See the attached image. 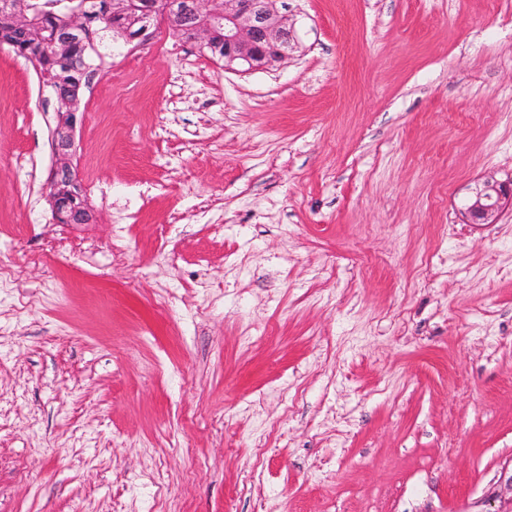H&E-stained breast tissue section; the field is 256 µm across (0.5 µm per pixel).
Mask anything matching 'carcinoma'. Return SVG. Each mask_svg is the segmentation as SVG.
<instances>
[{
	"label": "carcinoma",
	"instance_id": "1",
	"mask_svg": "<svg viewBox=\"0 0 512 512\" xmlns=\"http://www.w3.org/2000/svg\"><path fill=\"white\" fill-rule=\"evenodd\" d=\"M13 2L14 9L0 11V38L38 70L52 92L57 112L79 110L83 89L89 83L90 57L99 54V44L124 29L141 25V9L114 14L112 0ZM82 6L83 30L71 31L64 40H57L56 33L65 18Z\"/></svg>",
	"mask_w": 512,
	"mask_h": 512
}]
</instances>
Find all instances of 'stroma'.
Returning a JSON list of instances; mask_svg holds the SVG:
<instances>
[{"label": "stroma", "instance_id": "1", "mask_svg": "<svg viewBox=\"0 0 512 512\" xmlns=\"http://www.w3.org/2000/svg\"><path fill=\"white\" fill-rule=\"evenodd\" d=\"M250 73L160 24L54 100L0 44V512H503L512 0H277ZM506 199L512 205V183H501L493 176L485 178L473 188L466 203V213L470 223L493 222Z\"/></svg>", "mask_w": 512, "mask_h": 512}]
</instances>
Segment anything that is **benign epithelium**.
<instances>
[{
	"mask_svg": "<svg viewBox=\"0 0 512 512\" xmlns=\"http://www.w3.org/2000/svg\"><path fill=\"white\" fill-rule=\"evenodd\" d=\"M145 23L133 34H124L126 44L140 47L155 36L154 20L185 15L193 23L194 42L205 43L224 35V68L239 62L246 70L266 69L289 55L292 31L288 19L272 7L271 0H150ZM76 113L61 118L52 131L51 146L59 163L51 172L55 190L50 195L55 219L67 224H90L94 214L83 199L82 183L70 157L75 147ZM512 202V183L489 176L473 188L466 203L472 224L494 221L503 201Z\"/></svg>",
	"mask_w": 512,
	"mask_h": 512,
	"instance_id": "1",
	"label": "benign epithelium"
}]
</instances>
